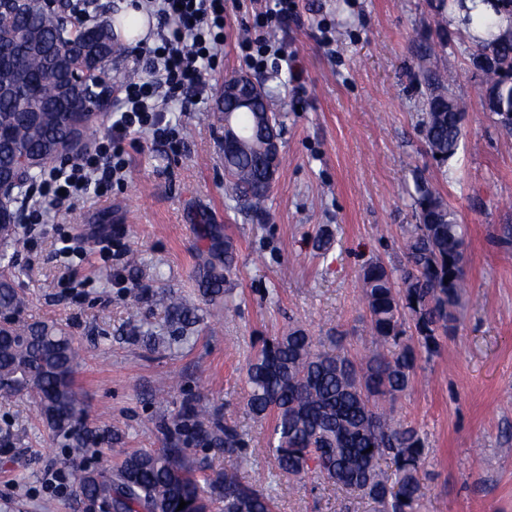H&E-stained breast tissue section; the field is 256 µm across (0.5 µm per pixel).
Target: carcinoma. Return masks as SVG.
<instances>
[{
	"label": "carcinoma",
	"mask_w": 512,
	"mask_h": 512,
	"mask_svg": "<svg viewBox=\"0 0 512 512\" xmlns=\"http://www.w3.org/2000/svg\"><path fill=\"white\" fill-rule=\"evenodd\" d=\"M46 0H24L13 9L0 0V57L16 44L29 51L0 62V179L14 193L0 214V397L27 391L53 433L83 445L95 440L75 387L79 349L60 326L24 318L27 298L18 289L24 275L8 253L19 235L18 215L33 184L55 162L74 157L75 131L85 141L100 130L112 110L108 65L124 52L112 21L83 27L63 24V9ZM496 66L483 72L491 112L512 110V41L496 36L477 46ZM97 68L92 87H68L71 72ZM464 105L442 82L431 83L422 119L426 153L445 165L460 148ZM260 127L242 155L224 159L229 187L257 217L266 212L270 183L260 164L265 132ZM416 223L407 225L405 263L389 271L370 263L361 273L375 349L359 361L342 347L321 350L300 327L274 337L245 367L246 406L257 418H272L270 450L279 471L299 481L310 474L361 493L376 512H420L425 441L412 427L396 424L389 407L405 393L422 355H433L457 321L468 288L465 271L467 226L460 223L439 186L414 176L409 191ZM196 276L202 295L214 299L235 268L234 253L223 248L220 226L204 232ZM170 321L185 324L191 311L168 293ZM209 445L224 450V472L206 475L187 449ZM246 443L238 429L221 422L200 398L185 399L164 423L163 448L127 455L115 469L72 473L87 500L100 499L112 512H273L274 498L243 481ZM389 458L393 476L379 461ZM187 502L178 509L180 501Z\"/></svg>",
	"instance_id": "1"
}]
</instances>
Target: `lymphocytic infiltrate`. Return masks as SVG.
<instances>
[{"label":"lymphocytic infiltrate","mask_w":512,"mask_h":512,"mask_svg":"<svg viewBox=\"0 0 512 512\" xmlns=\"http://www.w3.org/2000/svg\"><path fill=\"white\" fill-rule=\"evenodd\" d=\"M158 18L154 42L139 47L148 78L122 84L117 117L104 140L52 167L38 185L41 198L57 207L93 190L121 182L128 134L149 130L169 136L165 114L185 93L203 95L204 75L224 43V0H148Z\"/></svg>","instance_id":"1"}]
</instances>
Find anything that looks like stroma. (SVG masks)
I'll list each match as a JSON object with an SVG mask.
<instances>
[{"mask_svg": "<svg viewBox=\"0 0 512 512\" xmlns=\"http://www.w3.org/2000/svg\"><path fill=\"white\" fill-rule=\"evenodd\" d=\"M273 5L228 0L204 99L167 115L179 152L151 132L128 135L124 182L67 210L46 206L41 234L15 245L26 270L25 317L61 324L79 345L76 387L104 441L64 444L27 394L0 400V428L11 433L0 447V512H88L74 486L48 488L49 475L69 461L101 470L160 448L163 418L196 396L243 433L242 476L272 492L276 512H370L360 495L327 480L299 483L278 471L270 422L246 407L245 364L292 325L324 346L341 336L351 354L368 349L359 276L372 261L391 270L404 263L402 236L415 221L407 190L417 173L438 184L468 226L471 288L455 333L420 360L394 416L426 439L422 512H512V245L502 243L512 229V136L485 108L474 44L448 27L441 0H292L295 21L269 37L296 58L297 85L278 59L255 69L238 47L255 11ZM439 26L448 45L428 51ZM427 74L450 80L467 104L460 150L441 167L420 131ZM241 75L269 91L281 116L282 165L260 218L224 179L221 97L226 79ZM203 224L221 225L236 254L214 302L195 284ZM67 236L82 241L84 255L58 257ZM105 268L124 287L100 278ZM170 291L204 311L176 339L166 322ZM170 377L179 385L160 401L154 389Z\"/></svg>", "mask_w": 512, "mask_h": 512, "instance_id": "1", "label": "stroma"}]
</instances>
